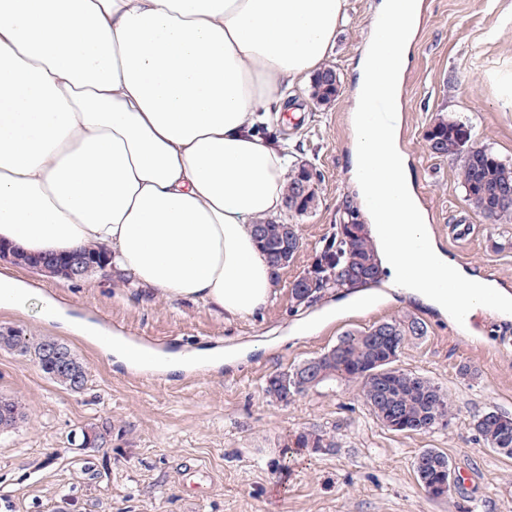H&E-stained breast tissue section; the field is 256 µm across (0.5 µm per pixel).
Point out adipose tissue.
<instances>
[{
  "label": "adipose tissue",
  "instance_id": "ef3b65f1",
  "mask_svg": "<svg viewBox=\"0 0 512 512\" xmlns=\"http://www.w3.org/2000/svg\"><path fill=\"white\" fill-rule=\"evenodd\" d=\"M346 0H0V247L34 256L104 247L139 285L230 317L265 307L276 268L251 224L284 209L287 148L264 113L320 71ZM421 0H380L356 71L351 169L389 283L441 310L512 318V294L435 243L413 194L399 111ZM421 242V251L411 248ZM453 292L445 294L441 284ZM37 303L0 273V309ZM124 363L166 372L241 357L236 347L165 352L112 340Z\"/></svg>",
  "mask_w": 512,
  "mask_h": 512
}]
</instances>
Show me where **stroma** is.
<instances>
[{"mask_svg": "<svg viewBox=\"0 0 512 512\" xmlns=\"http://www.w3.org/2000/svg\"><path fill=\"white\" fill-rule=\"evenodd\" d=\"M377 0H347L327 63L341 91L315 105L309 83L288 91L287 112L265 125L287 142L297 162L321 174L316 210L295 217L302 246L279 268L276 293L261 311L228 318L189 299L169 298L130 282L120 271L78 280L18 275L66 305L71 314L118 330L131 342L166 351L243 347L244 357L218 367L142 371L115 360L34 307L0 310V328L48 335L70 346L88 368L71 392L36 363L0 349V394L24 414L0 434V512H512V458L487 448L473 422L487 411L512 416V319L486 311L461 327L447 313L385 282L371 308L345 311L292 338L295 322L349 296L328 289L295 307L291 284L356 207L350 177L354 66ZM512 0H422V16L404 75L401 148L430 229L456 263L512 293V224H489L468 206L456 162L432 154L425 133L439 117L468 124L475 145L512 163ZM411 316L427 326L409 338L399 368L447 391L456 417L425 434L388 430L356 385L328 381L281 403L267 379L334 346L345 332ZM471 375H462V367ZM110 424L103 447H83L84 428ZM317 428L333 448H295ZM426 448L444 452L459 480L449 498L429 497L414 471Z\"/></svg>", "mask_w": 512, "mask_h": 512, "instance_id": "1", "label": "stroma"}]
</instances>
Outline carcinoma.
I'll use <instances>...</instances> for the list:
<instances>
[{"label":"carcinoma","mask_w":512,"mask_h":512,"mask_svg":"<svg viewBox=\"0 0 512 512\" xmlns=\"http://www.w3.org/2000/svg\"><path fill=\"white\" fill-rule=\"evenodd\" d=\"M336 71L328 67L314 74L311 99L317 106L330 104L340 92ZM431 152L457 161V180L465 189L466 201L482 218L492 224L512 223V165L496 154L471 142V129L461 121L440 118L426 131ZM320 175L313 167H295L288 174L285 207L288 214L303 215L318 204L317 185ZM262 253L275 261L274 255L289 247L298 250L301 238L297 225L268 221L252 225ZM381 276L375 243L358 212H347V221L315 254L311 267L297 277L292 288H304L298 305H309L329 288H360L375 284ZM389 335L377 341L372 330L349 332L324 354L309 360L322 381L340 380L359 385L360 396L380 424L399 418V432H429L447 427L454 419L451 401L441 387L414 373L394 367L409 336H423L426 326L416 318L385 322ZM59 344L52 336H29L19 330H0V349L14 350L36 361L42 372L59 385L74 392L83 390L87 371L84 362L72 349L69 360L53 361L49 349ZM300 366L291 372L270 377L266 393L288 402L310 387L298 379ZM20 419L14 399L0 396V432L13 428ZM484 444L505 457H512V417L490 411L474 424ZM296 447L305 450L331 448L333 442L318 430L299 434ZM450 469L447 457L434 448L421 451L414 460L420 484L436 478L440 468Z\"/></svg>","instance_id":"cac0c4a2"}]
</instances>
